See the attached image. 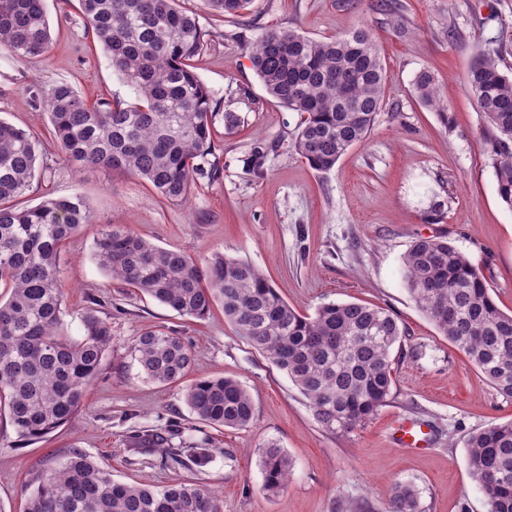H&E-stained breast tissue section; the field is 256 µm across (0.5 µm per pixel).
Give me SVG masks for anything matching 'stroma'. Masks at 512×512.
<instances>
[{"instance_id":"1","label":"stroma","mask_w":512,"mask_h":512,"mask_svg":"<svg viewBox=\"0 0 512 512\" xmlns=\"http://www.w3.org/2000/svg\"><path fill=\"white\" fill-rule=\"evenodd\" d=\"M398 2L394 13L377 0H253L241 17L227 19L212 15L205 0H184L209 32L193 61L196 73L217 112L233 110L244 119L233 133L215 120L211 139L222 173L198 180L184 205L159 201L148 183L129 174L100 168L74 174L58 157L42 87L69 83L91 105L135 100L89 33L79 0H45L49 53L20 62L0 48V120L43 143V161L18 205L77 192L94 214L59 256L64 330L81 337L93 302L112 326V346L72 422L28 442L0 417V512H23L31 480L74 448L117 480L203 484L219 494L223 512H334L342 502L382 512L397 483L416 490L418 512H488L467 466L466 441L488 425L512 421V398L498 394L418 309L403 282L402 258L418 238H448L484 268L494 301L512 312V210L497 195L485 121L463 81L477 49L490 42L500 45L499 65L512 75V0ZM359 25L375 38L388 72L383 109L370 135L325 174L293 149L301 116L267 93L250 45L271 27L319 39ZM422 70L436 76L449 122L415 96L413 80ZM256 147L266 154L259 174L246 163ZM115 224L199 261L217 252L247 260L306 315L329 301L388 309L405 330L392 353L388 401L362 427L325 431L288 376L236 334L221 307L188 318L112 280L94 257V242ZM156 328L194 352L186 382L224 375L248 390L255 407L250 428L199 423L181 386L143 378L129 349L136 336ZM398 418L420 422L426 450L397 443ZM173 421L188 441L206 438L214 447L203 470H174L160 455L133 453L131 435L156 433ZM270 441L292 461L286 488L275 494L263 489L261 451Z\"/></svg>"}]
</instances>
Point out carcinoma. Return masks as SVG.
<instances>
[{
  "instance_id": "obj_1",
  "label": "carcinoma",
  "mask_w": 512,
  "mask_h": 512,
  "mask_svg": "<svg viewBox=\"0 0 512 512\" xmlns=\"http://www.w3.org/2000/svg\"><path fill=\"white\" fill-rule=\"evenodd\" d=\"M226 18L252 0H208ZM88 30L108 54L112 70L137 102L91 106L67 82L43 90L60 159L75 171L112 169L149 183L166 202H187L196 180L220 177L210 160L216 113L192 61L206 43L198 16L180 0H80ZM52 38L44 0H0V47L18 60L48 52ZM251 61L267 93L302 116L296 152L317 171L332 170L370 134L383 107L386 68L369 32L352 28L325 40L295 29L271 28L251 46ZM486 122L494 153L496 189L512 209V76L499 67L498 49L477 51L465 76ZM424 106L448 120L435 77L414 78ZM42 161L36 137L0 121V410L18 437L35 441L69 421L87 384L112 345V326L89 308L84 335L63 331L64 292L59 254L65 241L93 223L79 193L50 197L33 207L14 201L28 190ZM100 266L127 286L202 319L214 304L254 349L284 372L330 433L369 421L390 395L392 353L404 329L385 308L328 302L302 315L263 273L242 259L214 253L200 263L159 247L120 224L94 243ZM404 280L416 306L456 344L493 388L512 398V313L499 309L484 269L444 237L421 238L403 256ZM131 356L151 382L179 384L194 354L180 337L146 330ZM196 419L245 429L255 408L232 377L197 380L185 388ZM137 452L161 455L173 469L201 468L210 443H187L177 423L165 432L132 437ZM469 471L489 512H512V422L491 424L466 441ZM292 468L275 442L264 446V489L282 490ZM24 512H222L218 494L174 479L163 486L119 482L74 448L64 463L32 480ZM384 512H418L415 491L396 485Z\"/></svg>"
}]
</instances>
